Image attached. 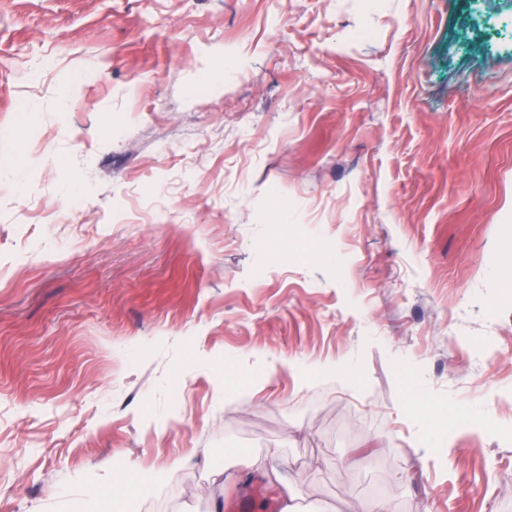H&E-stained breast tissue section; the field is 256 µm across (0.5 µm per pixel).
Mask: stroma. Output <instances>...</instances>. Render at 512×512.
I'll list each match as a JSON object with an SVG mask.
<instances>
[{
    "label": "stroma",
    "instance_id": "35a3bbf8",
    "mask_svg": "<svg viewBox=\"0 0 512 512\" xmlns=\"http://www.w3.org/2000/svg\"><path fill=\"white\" fill-rule=\"evenodd\" d=\"M286 484L512 512V0H0V512Z\"/></svg>",
    "mask_w": 512,
    "mask_h": 512
}]
</instances>
